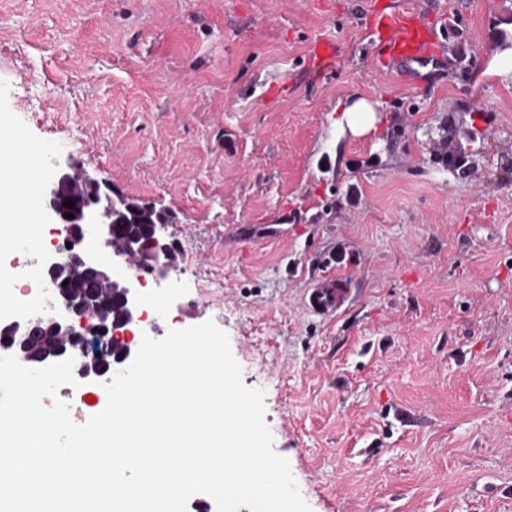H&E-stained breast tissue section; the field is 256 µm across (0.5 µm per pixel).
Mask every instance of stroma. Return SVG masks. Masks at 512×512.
<instances>
[{"label":"stroma","instance_id":"stroma-1","mask_svg":"<svg viewBox=\"0 0 512 512\" xmlns=\"http://www.w3.org/2000/svg\"><path fill=\"white\" fill-rule=\"evenodd\" d=\"M391 9L435 14L439 62L380 70ZM511 52L512 0H0V124L172 212L142 331L227 334L311 512H512ZM336 112H343L338 124L346 123L355 136H363L375 130L378 117L375 105L364 97L352 96ZM347 301V291L340 288L339 280L332 276L319 279L307 295L309 308L320 314L334 313Z\"/></svg>","mask_w":512,"mask_h":512}]
</instances>
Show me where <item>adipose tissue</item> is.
Wrapping results in <instances>:
<instances>
[{"label":"adipose tissue","instance_id":"adipose-tissue-1","mask_svg":"<svg viewBox=\"0 0 512 512\" xmlns=\"http://www.w3.org/2000/svg\"><path fill=\"white\" fill-rule=\"evenodd\" d=\"M22 147L18 137L0 132V199L7 201L0 211V243L15 245L25 239L35 215L33 172L20 166Z\"/></svg>","mask_w":512,"mask_h":512}]
</instances>
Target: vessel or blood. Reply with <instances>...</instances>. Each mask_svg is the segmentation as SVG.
<instances>
[{"label":"vessel or blood","instance_id":"1","mask_svg":"<svg viewBox=\"0 0 512 512\" xmlns=\"http://www.w3.org/2000/svg\"><path fill=\"white\" fill-rule=\"evenodd\" d=\"M370 30L389 67L421 65L439 55V41L433 27L416 11L395 10L374 16ZM347 300L346 290L332 276L319 279L307 295L309 308L320 314L336 312Z\"/></svg>","mask_w":512,"mask_h":512}]
</instances>
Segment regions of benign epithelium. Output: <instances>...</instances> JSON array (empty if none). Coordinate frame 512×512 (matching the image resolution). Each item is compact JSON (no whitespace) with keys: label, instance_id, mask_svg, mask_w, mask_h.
<instances>
[{"label":"benign epithelium","instance_id":"1","mask_svg":"<svg viewBox=\"0 0 512 512\" xmlns=\"http://www.w3.org/2000/svg\"><path fill=\"white\" fill-rule=\"evenodd\" d=\"M46 190L44 211L48 223L58 225V234L70 244L63 253L43 258L40 266L41 273L56 290V299L38 314L1 326L0 341L12 350V356L21 365L42 368L54 363L55 357L49 355L33 361L23 353V347L51 328L65 354L80 366L82 379L91 382L105 373L100 362L88 360L91 338H108L112 348L120 351L117 363H124L132 355L131 328L143 321V314L138 301V280L125 278L99 263L86 248L87 237L97 235L105 240L112 250V265L139 269L158 279L175 269L172 244L162 221L151 225L146 237L136 242L118 241L112 234V214L125 199L115 194L111 184L96 179L81 165L68 162L56 166L47 179ZM68 199L74 201V207L63 206ZM67 214L73 218H65ZM69 278L85 281L87 294L97 288L112 289L118 319L100 320L93 308L64 291L63 281Z\"/></svg>","mask_w":512,"mask_h":512}]
</instances>
